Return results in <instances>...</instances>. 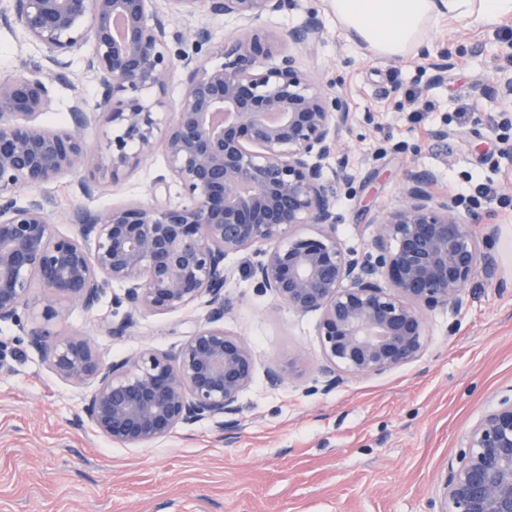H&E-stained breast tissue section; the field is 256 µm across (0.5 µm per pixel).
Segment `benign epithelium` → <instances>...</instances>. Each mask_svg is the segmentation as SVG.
<instances>
[{
  "instance_id": "1",
  "label": "benign epithelium",
  "mask_w": 512,
  "mask_h": 512,
  "mask_svg": "<svg viewBox=\"0 0 512 512\" xmlns=\"http://www.w3.org/2000/svg\"><path fill=\"white\" fill-rule=\"evenodd\" d=\"M5 0L13 21L47 51L49 66L0 77V324H11L61 380L87 389L83 413L101 437L143 447L175 429L211 421L237 425L256 359L248 340L224 329L232 277L225 260L253 251L250 279L297 314L318 315L315 383L329 392L350 378L412 365L427 349L426 314L458 312L490 265L474 225L453 201L428 190L434 175H409L399 204L378 218L367 250L336 237L340 217L324 160L338 151L350 114L327 85L308 79L289 52H273L264 21L296 0ZM206 6L242 32L212 42L184 21ZM123 26L116 31L115 18ZM311 13L288 42L313 50ZM89 49L100 99H77L61 130L36 122L51 110L65 58ZM186 91L160 127L157 99L175 70ZM112 124L107 160L87 139ZM162 145L168 176L152 199L74 209V231L54 222L51 186L94 168L117 180ZM181 202L171 204L169 183ZM305 224L316 231L300 235ZM38 285L40 293L33 292ZM118 291H113V288ZM111 297L110 336L134 335L145 312L173 313L207 297L208 311L172 353L144 349L104 361L90 337H58L66 305L87 313ZM436 512H512V395L467 431L442 482Z\"/></svg>"
}]
</instances>
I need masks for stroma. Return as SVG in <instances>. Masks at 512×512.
<instances>
[{
  "instance_id": "35a3bbf8",
  "label": "stroma",
  "mask_w": 512,
  "mask_h": 512,
  "mask_svg": "<svg viewBox=\"0 0 512 512\" xmlns=\"http://www.w3.org/2000/svg\"><path fill=\"white\" fill-rule=\"evenodd\" d=\"M312 12L320 41L301 66L350 112L340 152L324 162L328 181L340 172L347 179L334 198L338 237L364 251L377 216L399 202L410 172L430 171L440 185L490 179L495 200L465 212L490 268L478 272L458 314L428 313V349L419 362L315 392L316 315L257 293L247 277L251 253L231 257L224 327L242 334L257 360L238 426L222 433L201 422L146 447L97 436L81 421L83 390L59 379L16 327L2 324L0 512H432L466 432L512 392V130L494 126L512 109V44L502 40L501 22L439 18L421 52L389 60L352 42L329 0H297L266 23L277 50H287L288 30ZM45 56L17 25L0 21V76L23 74ZM414 88L434 103L419 123L409 119ZM54 93L52 111L40 117L54 128L66 126L74 98L95 105L97 83L84 54L70 57L67 80ZM464 102L473 111L462 125L456 114ZM165 172L159 151L119 180L95 173L88 198L75 177L61 178L54 186L58 229L71 232L79 205L148 200ZM206 311L200 300L174 313L147 312L134 335L115 339L107 333L106 301L93 315L71 307L55 332L82 331L105 360L116 361L147 347L176 350ZM270 368L288 372L285 385H269Z\"/></svg>"
}]
</instances>
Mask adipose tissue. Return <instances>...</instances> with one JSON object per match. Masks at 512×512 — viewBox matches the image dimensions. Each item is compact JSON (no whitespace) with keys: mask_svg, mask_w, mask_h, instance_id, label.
Instances as JSON below:
<instances>
[{"mask_svg":"<svg viewBox=\"0 0 512 512\" xmlns=\"http://www.w3.org/2000/svg\"><path fill=\"white\" fill-rule=\"evenodd\" d=\"M449 14L474 23L512 14V0H445ZM340 25L355 42L398 58L419 49L426 24L436 15V0H330Z\"/></svg>","mask_w":512,"mask_h":512,"instance_id":"1","label":"adipose tissue"}]
</instances>
